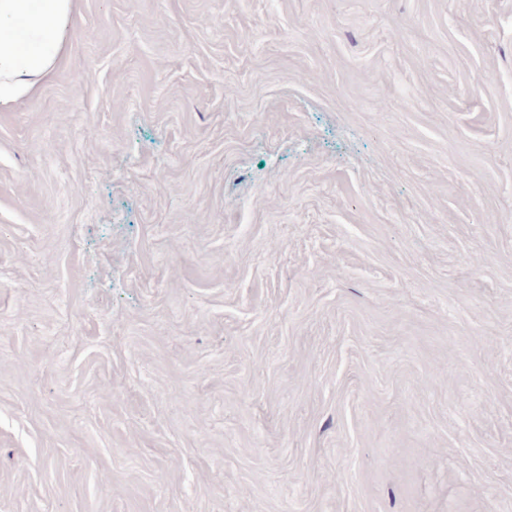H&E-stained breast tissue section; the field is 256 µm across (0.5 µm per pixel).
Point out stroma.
I'll use <instances>...</instances> for the list:
<instances>
[{"instance_id": "1", "label": "stroma", "mask_w": 512, "mask_h": 512, "mask_svg": "<svg viewBox=\"0 0 512 512\" xmlns=\"http://www.w3.org/2000/svg\"><path fill=\"white\" fill-rule=\"evenodd\" d=\"M0 512H512V0H74L0 110Z\"/></svg>"}]
</instances>
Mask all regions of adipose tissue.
Returning <instances> with one entry per match:
<instances>
[{
    "instance_id": "obj_1",
    "label": "adipose tissue",
    "mask_w": 512,
    "mask_h": 512,
    "mask_svg": "<svg viewBox=\"0 0 512 512\" xmlns=\"http://www.w3.org/2000/svg\"><path fill=\"white\" fill-rule=\"evenodd\" d=\"M74 0H0V106L30 94L66 49Z\"/></svg>"
}]
</instances>
